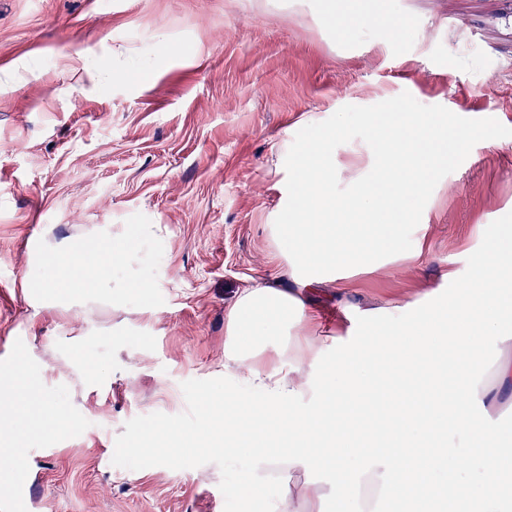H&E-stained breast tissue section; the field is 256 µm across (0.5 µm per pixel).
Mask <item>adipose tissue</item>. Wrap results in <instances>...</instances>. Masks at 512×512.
I'll use <instances>...</instances> for the list:
<instances>
[{
  "label": "adipose tissue",
  "mask_w": 512,
  "mask_h": 512,
  "mask_svg": "<svg viewBox=\"0 0 512 512\" xmlns=\"http://www.w3.org/2000/svg\"><path fill=\"white\" fill-rule=\"evenodd\" d=\"M450 326L422 316L413 325H371L342 343L331 370L325 350L305 336L314 322L298 292L253 285L244 288L226 316L224 374L243 389L226 403L231 422L205 431L221 455L253 450V471L238 485L242 497L282 472L299 473L268 512H327L323 486L312 479L318 463L336 469V497L351 512H376L388 500L392 512H420L441 498L450 512L473 504L475 512H506L512 504V443L488 437L473 411L476 399L494 410L512 405V352L500 356L491 383L470 374L485 357L484 339L500 334V316L512 313V256L489 251L473 267L456 296ZM422 372L440 384L436 392L413 382ZM373 416L371 454L358 474L345 467L348 452L364 440L361 417ZM465 437L483 455V490L442 480L447 466L466 470L470 455H417V437L444 430Z\"/></svg>",
  "instance_id": "obj_1"
}]
</instances>
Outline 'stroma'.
<instances>
[{"instance_id":"1","label":"stroma","mask_w":512,"mask_h":512,"mask_svg":"<svg viewBox=\"0 0 512 512\" xmlns=\"http://www.w3.org/2000/svg\"><path fill=\"white\" fill-rule=\"evenodd\" d=\"M384 1L399 40L357 16L339 33L331 0H0V363L29 383L0 404L22 456L8 485L30 489L31 512H229L250 449L227 460L177 437L224 400L240 291L293 285L269 226L297 131L404 91L512 127V0ZM334 154L344 186L373 165L359 139ZM134 227V255L96 295L45 259ZM492 248L512 252V137L437 184L411 250L308 288L306 333L355 336L396 305L449 320ZM37 281L55 282L51 304Z\"/></svg>"}]
</instances>
